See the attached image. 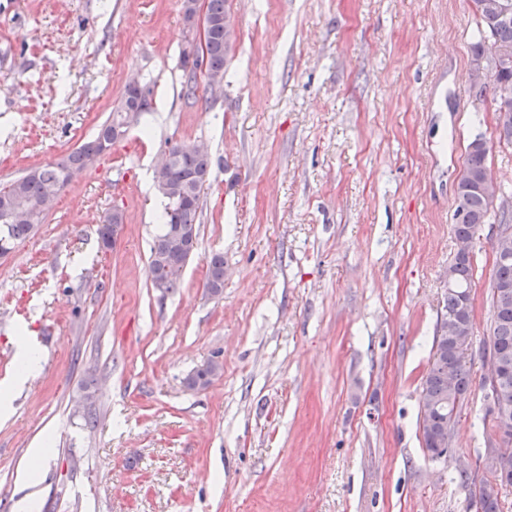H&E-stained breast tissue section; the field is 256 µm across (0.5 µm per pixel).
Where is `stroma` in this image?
Returning <instances> with one entry per match:
<instances>
[{
  "mask_svg": "<svg viewBox=\"0 0 512 512\" xmlns=\"http://www.w3.org/2000/svg\"><path fill=\"white\" fill-rule=\"evenodd\" d=\"M224 88L182 95V0H0V188L92 139L132 80L152 110L0 255V383L44 353L0 420V512H475L485 365L447 460L420 394L457 244V175L483 136L512 191L498 91H469L471 0H230ZM203 147L199 245L155 288L162 151ZM120 206L111 250L97 227ZM498 224L473 240L487 336ZM224 256L211 295L207 262ZM217 361L202 387L187 378ZM49 460L29 483V448ZM15 347L19 372L12 385L0 388V417L5 420L11 415V397L14 390L23 387L28 378L41 368L42 363V354L27 329H20L17 332Z\"/></svg>",
  "mask_w": 512,
  "mask_h": 512,
  "instance_id": "stroma-1",
  "label": "stroma"
}]
</instances>
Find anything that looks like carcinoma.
I'll return each mask as SVG.
<instances>
[{
  "label": "carcinoma",
  "instance_id": "cac0c4a2",
  "mask_svg": "<svg viewBox=\"0 0 512 512\" xmlns=\"http://www.w3.org/2000/svg\"><path fill=\"white\" fill-rule=\"evenodd\" d=\"M477 17L478 40L473 56H479L485 45L498 44L512 49V16L498 19L484 6L487 0H471ZM210 22L207 40V69L224 74V61L230 48L232 32L224 27V13L229 11V0H206ZM180 65L185 77L186 95L195 94L198 81L197 60L182 53ZM488 82L499 91L495 111L508 105L512 111V65L495 68ZM151 90L125 88L121 102L98 130L94 139L82 144L59 162L28 171L9 186L0 189V205L9 200L20 211L21 217L12 221L0 220V254L9 252L15 243L26 239L45 219L54 198L49 191L59 194L73 177L93 166L105 155L103 147H112V132L125 123L126 113L132 111L141 116L152 109ZM167 164L156 171L158 189L165 200L162 233L157 235L150 253V268L154 283H163L169 291L179 287L186 266L198 247L196 223L201 211L200 194L207 178L211 176V161L207 153L191 144H175L167 149ZM489 148L477 137L468 147L465 160L459 171L458 194L465 197V214L453 213L454 233L457 242L465 244L474 239L478 226L489 222L493 199L477 191L474 181L466 178H486V158ZM123 223V215L109 214L98 228L101 247L112 244V225ZM451 280L448 282V296L442 318L448 322L458 321L465 328L473 329V307L471 288L474 275L472 253L457 250L448 265ZM205 288L213 295H219L224 288V255L216 253L208 262ZM492 316L489 336L480 341L483 356L499 358L506 369L497 385H488V414L498 423V412L505 410L512 415V254L496 253L491 280ZM219 365L210 362L195 371L187 379L191 387L206 385ZM471 379L465 364V353L459 350L453 330L436 333L433 337L429 370L425 380L426 420L433 421L432 428L424 430L426 448L440 456L448 449L440 447L444 437L452 435L457 408L470 389ZM461 486L478 485L475 493L476 512H500V491L512 487V481L505 483L498 477L476 480L475 473L461 469L454 472Z\"/></svg>",
  "mask_w": 512,
  "mask_h": 512
}]
</instances>
